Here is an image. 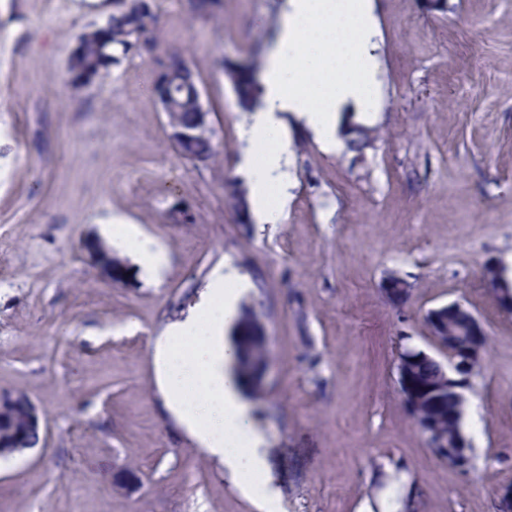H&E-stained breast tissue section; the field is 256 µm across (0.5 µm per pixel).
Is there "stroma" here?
Instances as JSON below:
<instances>
[{
	"mask_svg": "<svg viewBox=\"0 0 512 512\" xmlns=\"http://www.w3.org/2000/svg\"><path fill=\"white\" fill-rule=\"evenodd\" d=\"M152 53L93 84L68 79L78 36L112 0H0V391H22L44 447L0 460V512H257L168 410L153 347L232 264L270 337L253 425L277 512H497L512 485V313L485 278L512 280V0H374L376 85L363 156L290 125L291 193L274 223L224 202L250 113L223 63L265 58L286 0H154ZM183 53L216 155L179 156L151 90L157 59ZM178 203L192 219L173 223ZM164 249L158 278L102 279L82 249L113 217ZM410 287L390 303L386 277ZM458 302L482 323L484 367L448 467L405 414L398 355L437 354L425 317ZM136 480L115 489L114 476Z\"/></svg>",
	"mask_w": 512,
	"mask_h": 512,
	"instance_id": "35a3bbf8",
	"label": "stroma"
}]
</instances>
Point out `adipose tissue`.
<instances>
[{"label":"adipose tissue","mask_w":512,"mask_h":512,"mask_svg":"<svg viewBox=\"0 0 512 512\" xmlns=\"http://www.w3.org/2000/svg\"><path fill=\"white\" fill-rule=\"evenodd\" d=\"M376 26L371 0H287L277 39L262 78V103L245 136L250 144L243 169L252 214L284 211L288 121L296 119L315 137L342 146L345 113H364L375 85L371 51ZM105 232L112 248L151 277L166 255L158 243L116 218ZM249 281L231 265L217 268L186 314L170 322L155 342L156 381L178 422L212 460L223 466L258 512L274 500L259 494L269 477L251 409L232 370L234 346L225 335Z\"/></svg>","instance_id":"obj_1"}]
</instances>
